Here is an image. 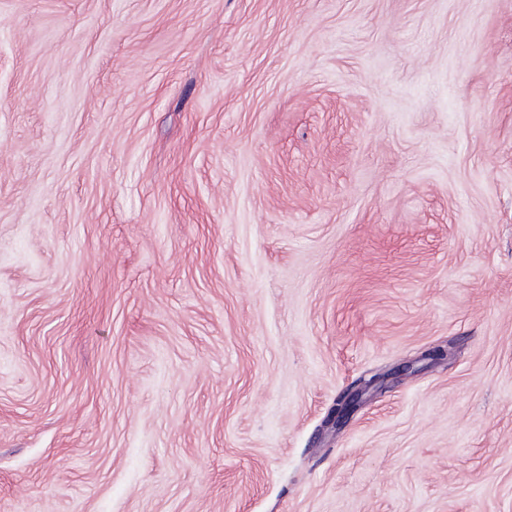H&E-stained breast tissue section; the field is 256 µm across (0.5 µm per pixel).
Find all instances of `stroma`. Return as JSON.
<instances>
[{"mask_svg": "<svg viewBox=\"0 0 512 512\" xmlns=\"http://www.w3.org/2000/svg\"><path fill=\"white\" fill-rule=\"evenodd\" d=\"M0 512H512V0H0ZM386 373H375L368 379H362L351 388L347 389L336 399V403L331 408L325 424L327 427L341 426L349 418L350 414L360 403L363 393L373 388H381L384 385Z\"/></svg>", "mask_w": 512, "mask_h": 512, "instance_id": "obj_1", "label": "stroma"}]
</instances>
